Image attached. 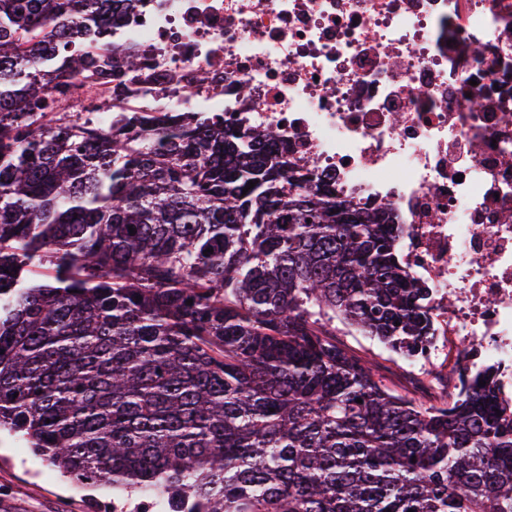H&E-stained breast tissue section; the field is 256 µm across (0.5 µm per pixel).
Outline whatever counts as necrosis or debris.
Here are the masks:
<instances>
[{
	"label": "necrosis or debris",
	"mask_w": 512,
	"mask_h": 512,
	"mask_svg": "<svg viewBox=\"0 0 512 512\" xmlns=\"http://www.w3.org/2000/svg\"><path fill=\"white\" fill-rule=\"evenodd\" d=\"M137 70L68 95L278 130L288 162L386 207L430 288L431 359L498 372L512 399V0H141L112 29Z\"/></svg>",
	"instance_id": "necrosis-or-debris-1"
}]
</instances>
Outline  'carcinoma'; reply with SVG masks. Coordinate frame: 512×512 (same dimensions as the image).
I'll use <instances>...</instances> for the list:
<instances>
[{"label":"carcinoma","instance_id":"obj_1","mask_svg":"<svg viewBox=\"0 0 512 512\" xmlns=\"http://www.w3.org/2000/svg\"><path fill=\"white\" fill-rule=\"evenodd\" d=\"M106 2L0 0V429L166 512H512L494 369L418 402L336 340H435L386 209L270 129L52 111L56 79L139 67Z\"/></svg>","mask_w":512,"mask_h":512}]
</instances>
